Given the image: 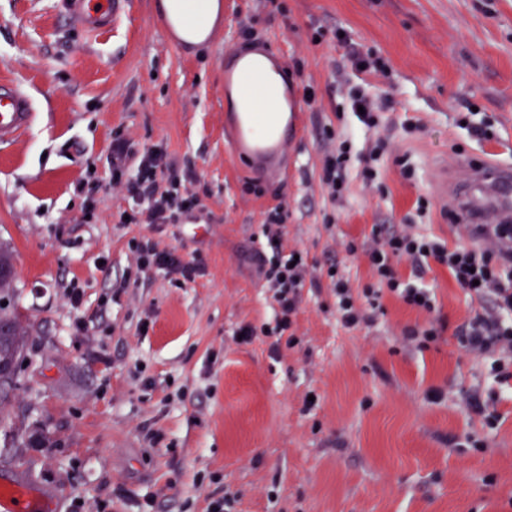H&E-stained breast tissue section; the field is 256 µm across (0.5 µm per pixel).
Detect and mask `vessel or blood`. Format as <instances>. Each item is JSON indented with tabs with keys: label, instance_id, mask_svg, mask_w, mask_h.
I'll list each match as a JSON object with an SVG mask.
<instances>
[{
	"label": "vessel or blood",
	"instance_id": "obj_1",
	"mask_svg": "<svg viewBox=\"0 0 512 512\" xmlns=\"http://www.w3.org/2000/svg\"><path fill=\"white\" fill-rule=\"evenodd\" d=\"M129 0H64V8L84 32L96 35L111 30L126 15ZM267 59L279 85L277 95L256 106L250 93L239 97V109L224 115V141L232 155L260 179L273 181L293 162L302 132L303 106L296 81L283 56L266 43H254L249 54L224 56V84L233 86L251 70L252 57ZM30 100L14 85L0 82V142L14 139L30 123ZM436 194L452 199L458 223L512 222V166L463 160L454 168L434 170ZM38 506L22 488L0 486V512H37Z\"/></svg>",
	"mask_w": 512,
	"mask_h": 512
}]
</instances>
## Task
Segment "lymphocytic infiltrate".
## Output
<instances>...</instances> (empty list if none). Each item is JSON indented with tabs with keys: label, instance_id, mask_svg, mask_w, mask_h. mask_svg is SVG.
<instances>
[{
	"label": "lymphocytic infiltrate",
	"instance_id": "1",
	"mask_svg": "<svg viewBox=\"0 0 512 512\" xmlns=\"http://www.w3.org/2000/svg\"><path fill=\"white\" fill-rule=\"evenodd\" d=\"M349 144L326 145L323 150L321 183L331 197L343 196L347 189ZM191 174L179 170L166 150L154 146L137 151L123 139L112 142V185L125 192L134 204L128 214L132 224H184L199 220L205 210L199 196L187 185ZM288 218L284 207L267 212L264 238L268 251L260 255V272L274 291L276 320L274 326L255 329L241 327L243 341L256 334L286 337L295 345L293 318L298 310L299 291L307 270L304 261H293L283 252L282 227ZM464 230L469 244L447 247L444 243L416 236L408 229H388L382 244L369 248L367 257L375 284L354 295L348 283L330 267L337 299V312L344 326L354 328L366 323L367 307L376 306L383 292L395 294L410 308L433 313L435 301L429 289L417 281L431 263L446 266L456 284L471 291L479 307L458 330L460 347L478 357L493 356V369L499 381L512 379V225L486 229L471 224ZM139 268H160L177 280H194L205 269L184 261L175 251L159 248L153 239L134 243ZM407 261L413 280L402 281L396 264Z\"/></svg>",
	"mask_w": 512,
	"mask_h": 512
}]
</instances>
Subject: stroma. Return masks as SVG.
Returning a JSON list of instances; mask_svg holds the SVG:
<instances>
[{
    "instance_id": "obj_1",
    "label": "stroma",
    "mask_w": 512,
    "mask_h": 512,
    "mask_svg": "<svg viewBox=\"0 0 512 512\" xmlns=\"http://www.w3.org/2000/svg\"><path fill=\"white\" fill-rule=\"evenodd\" d=\"M213 43L177 54L160 0L89 36L60 0H0V80L29 95L33 119L0 142V243L18 276L7 300L29 325L15 386L0 391V477L56 512H512V387L455 332L477 302L435 265L422 281L435 317L393 294L344 328L327 271L351 288L374 278L362 251L380 224H409L447 246L456 229L429 178L438 160L512 164V0H222ZM344 29L387 74H363L391 97L378 128L337 114ZM267 40L301 61L305 106L296 165L276 182L247 172L224 142V52ZM489 125L478 140L470 125ZM350 134L344 198L319 182L322 131ZM389 144L364 184L359 160ZM156 145L192 172L204 220L158 227L119 221L112 142ZM409 156L411 179L398 159ZM97 182L93 197L80 187ZM288 211L285 241L313 273L301 290L297 344L236 339L272 323L256 253L267 210ZM149 237L205 267L175 283L137 267ZM355 242L359 254L346 252ZM434 324L437 339L403 341ZM313 406H306L308 396ZM500 415L484 423L483 409Z\"/></svg>"
}]
</instances>
